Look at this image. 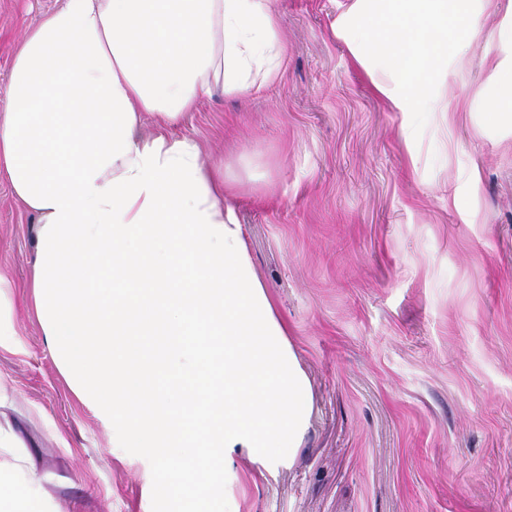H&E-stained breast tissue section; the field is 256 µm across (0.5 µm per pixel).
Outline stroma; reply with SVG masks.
<instances>
[{"label":"stroma","mask_w":512,"mask_h":512,"mask_svg":"<svg viewBox=\"0 0 512 512\" xmlns=\"http://www.w3.org/2000/svg\"><path fill=\"white\" fill-rule=\"evenodd\" d=\"M62 0H0L9 52ZM348 0H272L287 45L259 92H214L177 131L225 165L254 267L288 325L312 412L292 460L234 453L225 512H512V125L492 121L486 12L449 65L464 109L411 145L333 33ZM36 219L0 183V424L46 512H167L153 460L76 396L29 288Z\"/></svg>","instance_id":"1"}]
</instances>
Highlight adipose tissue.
<instances>
[{
	"label": "adipose tissue",
	"mask_w": 512,
	"mask_h": 512,
	"mask_svg": "<svg viewBox=\"0 0 512 512\" xmlns=\"http://www.w3.org/2000/svg\"><path fill=\"white\" fill-rule=\"evenodd\" d=\"M471 0H351L337 38L399 112L460 109L448 62L479 26ZM271 0H62L10 52L0 182L37 218L31 282L78 398L156 463L171 512H224V467L294 455L312 393L226 204L235 181L177 135L214 90L281 75ZM494 119L512 123V52ZM154 132L138 135L142 117ZM0 428V512H42L40 477Z\"/></svg>",
	"instance_id": "obj_1"
}]
</instances>
